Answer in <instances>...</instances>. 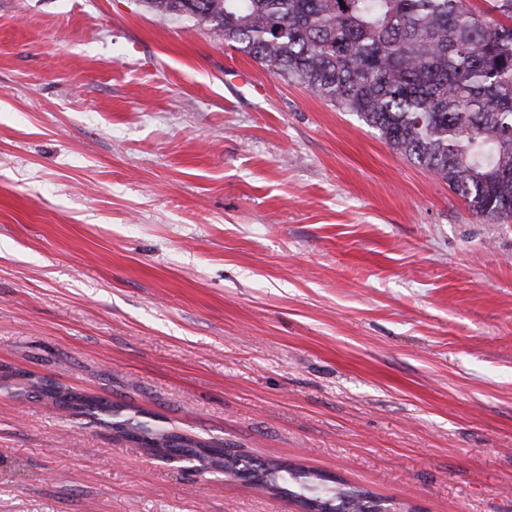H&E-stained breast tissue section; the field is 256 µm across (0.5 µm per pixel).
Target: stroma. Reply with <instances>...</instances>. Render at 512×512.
<instances>
[{
    "label": "stroma",
    "mask_w": 512,
    "mask_h": 512,
    "mask_svg": "<svg viewBox=\"0 0 512 512\" xmlns=\"http://www.w3.org/2000/svg\"><path fill=\"white\" fill-rule=\"evenodd\" d=\"M394 512H512V224L141 0H0V512H300L29 379Z\"/></svg>",
    "instance_id": "35a3bbf8"
}]
</instances>
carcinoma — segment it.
Here are the masks:
<instances>
[{"label": "carcinoma", "mask_w": 512, "mask_h": 512, "mask_svg": "<svg viewBox=\"0 0 512 512\" xmlns=\"http://www.w3.org/2000/svg\"><path fill=\"white\" fill-rule=\"evenodd\" d=\"M144 0L191 19L230 48L355 113L396 153L434 173L472 213L512 223V0ZM56 405L121 430L162 459L196 461L304 504L383 512L369 491L231 454L162 428L112 421V402L33 382Z\"/></svg>", "instance_id": "obj_1"}]
</instances>
